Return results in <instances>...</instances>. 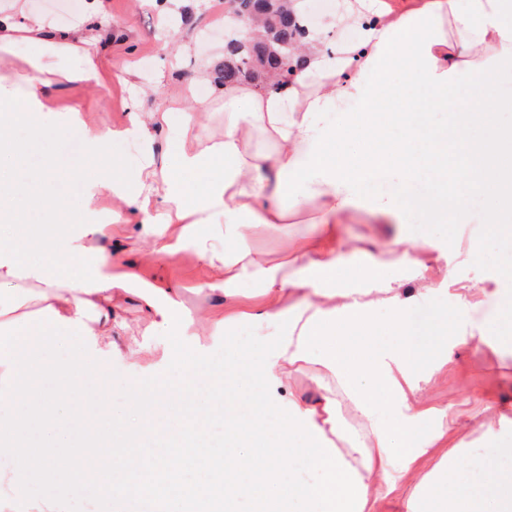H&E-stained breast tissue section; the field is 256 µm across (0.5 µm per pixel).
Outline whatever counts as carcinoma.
<instances>
[{
    "mask_svg": "<svg viewBox=\"0 0 512 512\" xmlns=\"http://www.w3.org/2000/svg\"><path fill=\"white\" fill-rule=\"evenodd\" d=\"M230 5L244 11L247 18H263V35L224 46V56L214 60L211 71L219 72L224 86L260 81L267 83L271 77L288 78V71L281 66L280 58L295 52L296 45L305 34L306 21L301 14L288 7L287 0H228Z\"/></svg>",
    "mask_w": 512,
    "mask_h": 512,
    "instance_id": "cac0c4a2",
    "label": "carcinoma"
}]
</instances>
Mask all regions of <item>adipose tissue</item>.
I'll list each match as a JSON object with an SVG mask.
<instances>
[{"label":"adipose tissue","instance_id":"1","mask_svg":"<svg viewBox=\"0 0 512 512\" xmlns=\"http://www.w3.org/2000/svg\"><path fill=\"white\" fill-rule=\"evenodd\" d=\"M101 14L100 0H89L66 28L22 11L0 15V57L8 58L17 42L30 47L25 69L0 68L1 86L35 97L34 106L20 105V112L35 108L47 116L49 89L56 84L95 93L124 82V73H109L101 63L99 48L111 43L112 30L89 26ZM336 23L357 28V43L344 47L309 33L300 64L284 84H239L209 100L183 89L151 110L144 101L157 88L143 87L126 103L129 124L122 134L148 151L159 133L177 128L166 161L158 168L145 160L137 201L99 184L91 193L111 198L112 224L136 215L137 237L148 243L151 259L171 260L194 242L199 260L216 272L211 291L231 298L238 283L258 284L265 301L249 307V314H281L288 294H300L302 316L272 372L282 380L289 370L309 369L312 381L329 392L311 415L324 434L340 432L337 400L359 416L371 448L349 440L340 453L367 489L362 512H376L391 493L386 475L394 459L411 469L440 443L451 449L410 484L406 512H512V469L500 464L512 458V439L489 436L497 454L485 459L483 478L475 480L459 462L468 442H449L448 425L433 424L435 410H414L406 392L433 365L447 364L449 344L468 343L470 334L450 339L420 327L411 302L387 282L379 258L364 270L367 287H344V258L336 249L337 227L354 211L375 224L402 223L418 209L430 224L463 223L468 202L454 190L462 180L486 198L492 224L512 225V124L492 117L512 110V99L499 96L488 79L512 69V0H467L463 6L458 0H400L377 8L344 0ZM76 54L79 67H56V59ZM461 85L472 105L467 120L451 127L433 121L432 109L447 107ZM207 112L223 113L221 132L207 133L201 121ZM328 112L343 113L342 123L324 122ZM452 138L466 148L464 164L448 158ZM386 175L394 179L390 193L366 194L365 178ZM305 211L320 229L294 256L299 278L258 263L248 239ZM216 220L224 224L222 250L206 244L198 229ZM125 296L117 286L87 293L49 284L36 269L19 278L0 267V324L49 307L85 323L105 351L124 326L119 311ZM381 307L389 312L388 330L399 337L398 347L382 354L350 344V337L368 336ZM384 406L393 412L386 427L378 416Z\"/></svg>","mask_w":512,"mask_h":512}]
</instances>
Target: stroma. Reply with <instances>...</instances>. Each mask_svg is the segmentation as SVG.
Instances as JSON below:
<instances>
[{
    "label": "stroma",
    "mask_w": 512,
    "mask_h": 512,
    "mask_svg": "<svg viewBox=\"0 0 512 512\" xmlns=\"http://www.w3.org/2000/svg\"><path fill=\"white\" fill-rule=\"evenodd\" d=\"M210 9L211 0H179L164 24L159 20L158 8L138 9L132 0H108L105 21L112 28L113 40L111 47L102 51L106 65L115 71H135V84L159 83L157 95L145 102L146 108L157 106L162 98L177 92L188 76L222 52L224 40L212 32ZM179 36L188 40L189 48L174 69L163 46ZM128 94V88L119 84L110 85L108 91L98 95L62 86L51 91L57 105L82 102L88 122L112 126L127 125ZM458 190L469 197L466 223L428 224L414 212L401 224H370L365 216L356 214L341 225L338 245L348 253L366 242L382 243L399 234L429 242L430 261L423 277H416L412 269L403 266L392 268L391 274L400 283L402 294L412 296L415 318L425 325L431 324L435 315L454 313L460 300L468 299V322L475 337L468 345L449 348L447 366L421 381L411 402L418 409L445 411L448 421L471 446L487 455L491 448L482 436L484 430L512 435V350L482 341L483 336L496 337L504 332L500 313L512 303V280L503 278L501 271L512 265V247L507 245L501 227L489 223L486 201L471 193L467 183H459ZM312 230L304 218L295 217L279 229L254 237L250 248L262 264L283 265L288 247L296 246ZM105 245L119 250L115 276L127 279L133 288L147 284L179 287L189 310L220 317L230 305L243 307L258 300L259 290L252 283L241 284L232 300L209 292L206 284L214 271L198 261L194 249L160 263L144 261L140 242L132 239L117 236L106 240ZM122 316L127 327L115 338L120 354L113 357L112 369L120 383L127 384L139 372L138 344L147 342L161 351L168 341L163 334L147 333L137 303H125ZM489 400L494 401V408H486Z\"/></svg>",
    "instance_id": "1"
}]
</instances>
